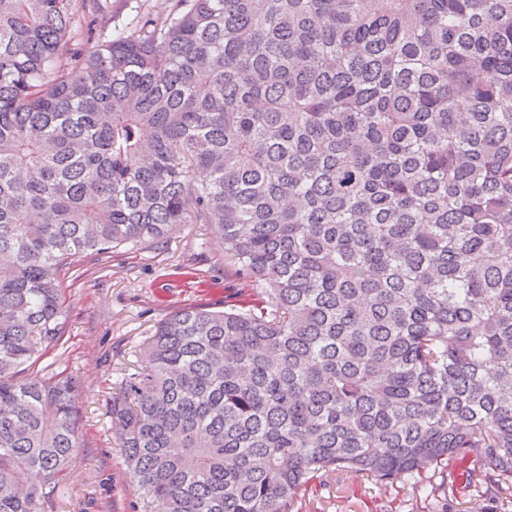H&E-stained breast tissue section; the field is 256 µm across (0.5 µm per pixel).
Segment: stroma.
Returning <instances> with one entry per match:
<instances>
[{"mask_svg": "<svg viewBox=\"0 0 512 512\" xmlns=\"http://www.w3.org/2000/svg\"><path fill=\"white\" fill-rule=\"evenodd\" d=\"M58 285L63 337L47 346L35 368L46 377L76 379L80 446L43 512H130L135 485L112 427L113 391L144 366L142 344L166 315L193 305L223 309L249 286L205 224L179 225L161 246L122 248L105 261L75 258ZM302 506V512H438L433 499L403 478L379 484L348 477L338 486L317 480Z\"/></svg>", "mask_w": 512, "mask_h": 512, "instance_id": "1", "label": "stroma"}]
</instances>
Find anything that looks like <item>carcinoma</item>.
<instances>
[{
    "mask_svg": "<svg viewBox=\"0 0 512 512\" xmlns=\"http://www.w3.org/2000/svg\"><path fill=\"white\" fill-rule=\"evenodd\" d=\"M0 0V512L79 447L81 254L207 224L255 297L189 306L112 394L131 512H301L311 480L448 464L512 507V0H167L85 51Z\"/></svg>",
    "mask_w": 512,
    "mask_h": 512,
    "instance_id": "carcinoma-1",
    "label": "carcinoma"
}]
</instances>
